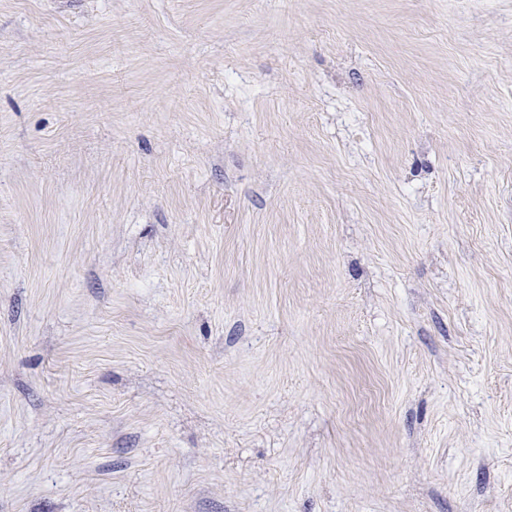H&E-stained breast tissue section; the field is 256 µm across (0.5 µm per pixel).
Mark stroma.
Returning <instances> with one entry per match:
<instances>
[{"label":"stroma","mask_w":512,"mask_h":512,"mask_svg":"<svg viewBox=\"0 0 512 512\" xmlns=\"http://www.w3.org/2000/svg\"><path fill=\"white\" fill-rule=\"evenodd\" d=\"M0 512H512V0H0Z\"/></svg>","instance_id":"stroma-1"}]
</instances>
